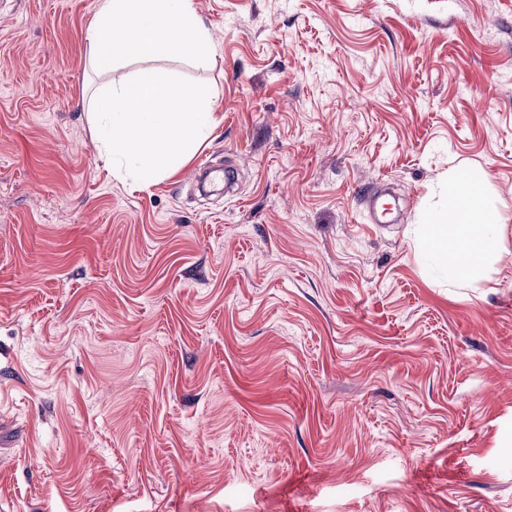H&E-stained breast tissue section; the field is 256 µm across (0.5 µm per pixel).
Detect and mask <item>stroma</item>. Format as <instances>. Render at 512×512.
Instances as JSON below:
<instances>
[{
    "instance_id": "35a3bbf8",
    "label": "stroma",
    "mask_w": 512,
    "mask_h": 512,
    "mask_svg": "<svg viewBox=\"0 0 512 512\" xmlns=\"http://www.w3.org/2000/svg\"><path fill=\"white\" fill-rule=\"evenodd\" d=\"M217 124L100 155L97 0H0V512H512V0H193ZM230 192L190 180L202 157ZM486 177L505 251L419 231ZM482 184L475 175L453 178L448 183V224H422L425 258L441 260L448 256L444 267L448 284L470 283L502 253L504 208L489 204Z\"/></svg>"
}]
</instances>
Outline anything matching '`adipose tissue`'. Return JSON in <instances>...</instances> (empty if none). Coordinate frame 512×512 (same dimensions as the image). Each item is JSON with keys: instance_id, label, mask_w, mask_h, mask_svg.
Listing matches in <instances>:
<instances>
[{"instance_id": "adipose-tissue-1", "label": "adipose tissue", "mask_w": 512, "mask_h": 512, "mask_svg": "<svg viewBox=\"0 0 512 512\" xmlns=\"http://www.w3.org/2000/svg\"><path fill=\"white\" fill-rule=\"evenodd\" d=\"M92 69H111L119 58L179 55L209 58L210 38L192 0H99L89 27ZM483 181L467 175L448 184L447 223H427L422 247L429 259H446L452 284H467L502 253V206L486 199Z\"/></svg>"}]
</instances>
